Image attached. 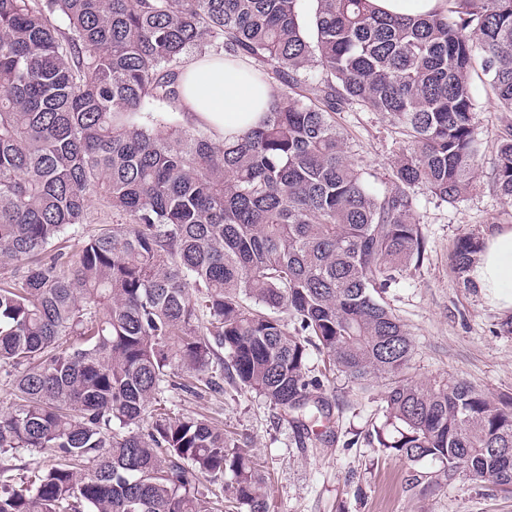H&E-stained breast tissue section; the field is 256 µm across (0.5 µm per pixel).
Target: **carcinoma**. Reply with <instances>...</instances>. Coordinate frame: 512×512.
Returning <instances> with one entry per match:
<instances>
[{
    "label": "carcinoma",
    "instance_id": "carcinoma-1",
    "mask_svg": "<svg viewBox=\"0 0 512 512\" xmlns=\"http://www.w3.org/2000/svg\"><path fill=\"white\" fill-rule=\"evenodd\" d=\"M299 2L0 0V456L55 460L0 463V512H211L199 485L228 472L239 508L268 512L251 456L163 394L227 377L303 428L329 416L309 349L356 382L408 368L382 294L424 258L412 190L453 203L476 181L475 65L512 112V0L416 17L312 0L307 28ZM206 51L273 88L231 144L178 106ZM358 110L405 136L382 190L336 125ZM493 172L511 200L512 137ZM95 201L112 223L55 248ZM481 249L464 234L451 254L465 285ZM384 402L388 454L512 494V401L457 378Z\"/></svg>",
    "mask_w": 512,
    "mask_h": 512
}]
</instances>
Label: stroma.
<instances>
[{
	"label": "stroma",
	"instance_id": "1",
	"mask_svg": "<svg viewBox=\"0 0 512 512\" xmlns=\"http://www.w3.org/2000/svg\"><path fill=\"white\" fill-rule=\"evenodd\" d=\"M471 85L473 133L480 145L477 182L453 203L416 190L424 259L384 299L412 341L406 379L429 384L462 378L507 399L512 397V314L488 306L476 289L464 287L450 264L463 234L481 240L496 225H512V201L500 195L492 175L497 147L512 134V112L501 111L479 79ZM336 123L350 151L373 174L374 186L383 188L402 143L397 128L377 112H340ZM307 366L320 377L329 404L326 437L299 438L289 416L262 395L229 382L223 394L201 399L166 392V407L174 414L213 418L232 445L252 456L265 477L269 512H512V494L462 474L444 480L436 463H412L379 447L373 431L384 420L387 379L358 384L326 372L315 350Z\"/></svg>",
	"mask_w": 512,
	"mask_h": 512
}]
</instances>
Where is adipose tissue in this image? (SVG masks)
<instances>
[{"instance_id": "obj_1", "label": "adipose tissue", "mask_w": 512, "mask_h": 512, "mask_svg": "<svg viewBox=\"0 0 512 512\" xmlns=\"http://www.w3.org/2000/svg\"><path fill=\"white\" fill-rule=\"evenodd\" d=\"M272 94L246 62L205 54L190 57L180 77L178 105L190 124L211 127L217 141H230L257 126ZM488 305L512 312V225L493 228L479 261L468 273Z\"/></svg>"}]
</instances>
